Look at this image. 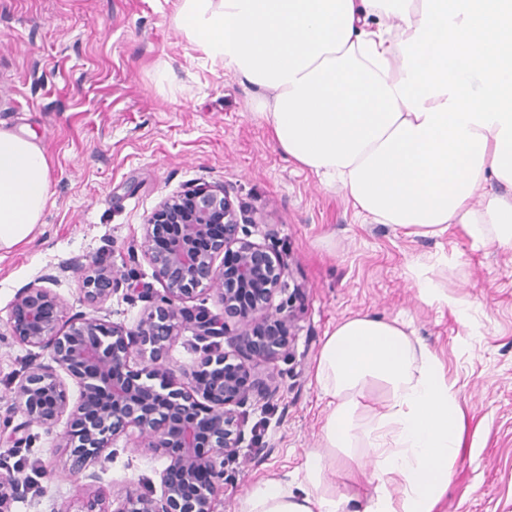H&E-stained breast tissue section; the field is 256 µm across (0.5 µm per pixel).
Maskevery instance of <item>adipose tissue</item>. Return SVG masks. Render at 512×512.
Masks as SVG:
<instances>
[{
	"instance_id": "adipose-tissue-1",
	"label": "adipose tissue",
	"mask_w": 512,
	"mask_h": 512,
	"mask_svg": "<svg viewBox=\"0 0 512 512\" xmlns=\"http://www.w3.org/2000/svg\"><path fill=\"white\" fill-rule=\"evenodd\" d=\"M175 22L268 90L255 118L358 214L512 248V0H179ZM50 196L44 148L0 130V250L29 240ZM314 380L320 447L251 484L238 512H434L464 413L410 320L344 319Z\"/></svg>"
}]
</instances>
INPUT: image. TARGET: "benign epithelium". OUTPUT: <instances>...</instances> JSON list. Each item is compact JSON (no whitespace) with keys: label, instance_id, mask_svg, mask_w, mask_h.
<instances>
[{"label":"benign epithelium","instance_id":"benign-epithelium-1","mask_svg":"<svg viewBox=\"0 0 512 512\" xmlns=\"http://www.w3.org/2000/svg\"><path fill=\"white\" fill-rule=\"evenodd\" d=\"M244 212L224 185L201 183L166 199L145 224L141 248L163 284V293L133 329L85 312L68 314L50 289L35 283L17 296L11 330L23 345L50 352L56 367L31 368L15 392V409L28 422L52 428L71 412L66 435L72 467L95 478L90 468L105 456L114 438L129 428L140 446L167 456L163 493L128 490L113 512H218L224 488V458L243 442L238 408L269 399L277 388L259 376L254 359L271 363L289 352L295 316L275 303L286 273L282 258L246 238ZM177 224L164 250L154 246L162 225ZM208 241V248L199 241ZM126 281L119 269L94 260L83 281L90 303L106 300ZM223 307L219 319L203 306H186L201 296ZM193 330L213 352L205 362L176 378L168 350L181 331ZM229 336L239 362L219 352ZM147 365L134 371V356ZM81 390L69 407L57 370ZM22 469L0 461V512H12L25 481Z\"/></svg>","mask_w":512,"mask_h":512}]
</instances>
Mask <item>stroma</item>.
<instances>
[{"label":"stroma","instance_id":"1","mask_svg":"<svg viewBox=\"0 0 512 512\" xmlns=\"http://www.w3.org/2000/svg\"><path fill=\"white\" fill-rule=\"evenodd\" d=\"M177 0H0V128L30 135L50 159L53 195L30 241L0 251V455L22 464L26 488L12 512L111 507L134 489L161 496V454L138 433L119 434L84 480L71 467L68 418L53 429L21 424L14 392L47 351L11 334L22 288L49 278L71 311L134 327L148 303L132 290L162 283L140 250L160 202L202 182L249 205L253 242L287 262L280 300L297 312L290 356L260 365L279 391L242 410L245 439L224 465L218 512H237L250 484L292 472L321 439L323 404L313 382L326 333L360 312L406 316L454 381L465 412L464 446L435 512H512V251L474 246L459 227L408 237L359 216L341 189L280 153L251 114L256 87L225 73L177 27ZM276 229L268 237V229ZM117 266L127 286L85 303L92 260ZM426 275L446 305L418 292ZM261 427V445L249 438Z\"/></svg>","mask_w":512,"mask_h":512}]
</instances>
